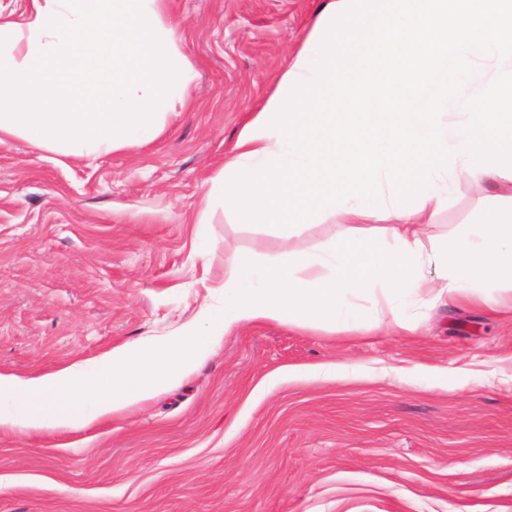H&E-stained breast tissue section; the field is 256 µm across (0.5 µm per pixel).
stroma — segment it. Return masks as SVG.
Returning a JSON list of instances; mask_svg holds the SVG:
<instances>
[{
	"mask_svg": "<svg viewBox=\"0 0 512 512\" xmlns=\"http://www.w3.org/2000/svg\"><path fill=\"white\" fill-rule=\"evenodd\" d=\"M320 0H168L196 76L135 152L0 143V374L40 377L220 304L234 262L334 237L239 223L208 181ZM459 185L432 234L467 223ZM413 332L261 321L181 384L67 435L0 428V512H512V310L407 305ZM333 365L336 378H284Z\"/></svg>",
	"mask_w": 512,
	"mask_h": 512,
	"instance_id": "obj_1",
	"label": "stroma"
}]
</instances>
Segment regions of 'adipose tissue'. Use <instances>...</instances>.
<instances>
[{"instance_id": "adipose-tissue-1", "label": "adipose tissue", "mask_w": 512, "mask_h": 512, "mask_svg": "<svg viewBox=\"0 0 512 512\" xmlns=\"http://www.w3.org/2000/svg\"><path fill=\"white\" fill-rule=\"evenodd\" d=\"M164 0H31L26 23L0 21V141L22 137L64 154L133 151L154 140L162 111L185 104L194 67L163 27ZM457 157L429 203L447 202L458 181L478 197L466 227L427 235L424 212L330 219L336 234L313 248L240 258L224 301L203 305L171 338L112 348L93 365L27 380L0 377V427L69 430L116 418L193 374L243 326L275 320L333 331L389 325L415 330L400 308L465 299L493 305L512 293V180L469 173ZM68 407H57L58 399Z\"/></svg>"}]
</instances>
